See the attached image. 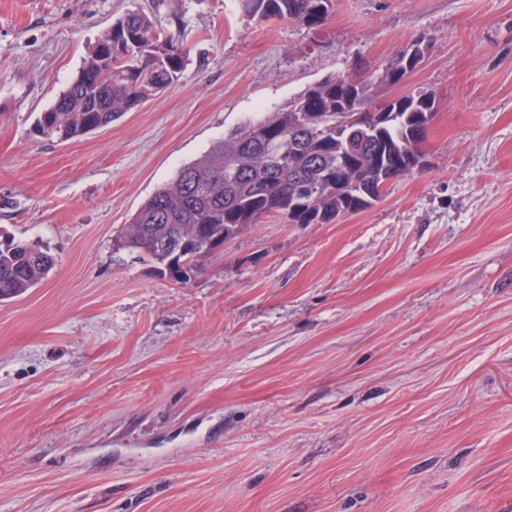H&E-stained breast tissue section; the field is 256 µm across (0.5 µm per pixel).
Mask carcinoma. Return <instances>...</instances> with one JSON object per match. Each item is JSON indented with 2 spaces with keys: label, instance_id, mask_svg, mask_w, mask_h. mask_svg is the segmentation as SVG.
Segmentation results:
<instances>
[{
  "label": "carcinoma",
  "instance_id": "carcinoma-1",
  "mask_svg": "<svg viewBox=\"0 0 512 512\" xmlns=\"http://www.w3.org/2000/svg\"><path fill=\"white\" fill-rule=\"evenodd\" d=\"M237 3L248 21L309 26L326 20L332 7V0ZM183 25L178 12L165 27L138 9L117 18L73 82L38 115L36 136L53 142L84 136L178 81L188 61ZM424 43L430 41H414L375 78L329 76L288 107L225 133L139 208L115 239L116 249L144 254L160 275L186 283L204 257L268 216L287 224H330L380 202L421 151L436 107L432 93L417 87L377 109L376 88L402 81L416 67L410 51ZM354 113L363 120L344 122ZM54 266L49 251L0 230V300L27 292Z\"/></svg>",
  "mask_w": 512,
  "mask_h": 512
}]
</instances>
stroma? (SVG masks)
<instances>
[{"label": "stroma", "instance_id": "stroma-1", "mask_svg": "<svg viewBox=\"0 0 512 512\" xmlns=\"http://www.w3.org/2000/svg\"><path fill=\"white\" fill-rule=\"evenodd\" d=\"M184 14L180 79L33 128L129 9ZM426 61L430 166L332 224L268 217L184 285L115 250L225 132L353 61ZM0 226L57 263L0 301V512H512V0H0ZM247 21L279 20L315 26L326 20L332 0H237Z\"/></svg>", "mask_w": 512, "mask_h": 512}]
</instances>
